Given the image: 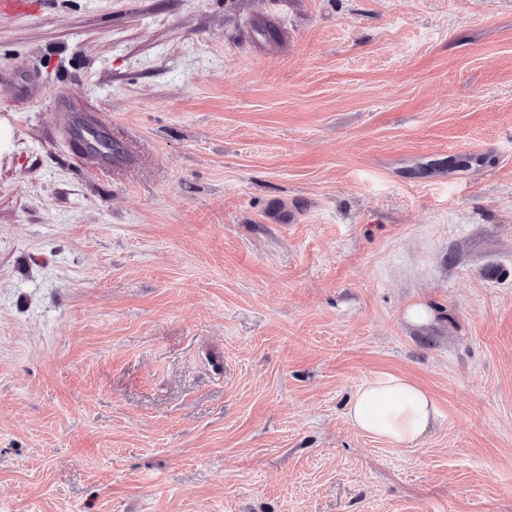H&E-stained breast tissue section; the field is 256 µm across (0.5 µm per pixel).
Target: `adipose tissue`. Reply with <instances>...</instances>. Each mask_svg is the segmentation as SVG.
<instances>
[{"label":"adipose tissue","instance_id":"obj_1","mask_svg":"<svg viewBox=\"0 0 512 512\" xmlns=\"http://www.w3.org/2000/svg\"><path fill=\"white\" fill-rule=\"evenodd\" d=\"M346 415L357 431L406 447L427 433L439 411L422 387L400 374L383 371L355 393Z\"/></svg>","mask_w":512,"mask_h":512}]
</instances>
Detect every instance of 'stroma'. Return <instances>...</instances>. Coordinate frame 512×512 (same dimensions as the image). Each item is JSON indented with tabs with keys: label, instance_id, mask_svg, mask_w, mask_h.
<instances>
[{
	"label": "stroma",
	"instance_id": "stroma-1",
	"mask_svg": "<svg viewBox=\"0 0 512 512\" xmlns=\"http://www.w3.org/2000/svg\"><path fill=\"white\" fill-rule=\"evenodd\" d=\"M0 126V512H512V0H0ZM346 415L357 431L406 447L421 439L440 413L422 387L400 374L383 371L355 393Z\"/></svg>",
	"mask_w": 512,
	"mask_h": 512
}]
</instances>
